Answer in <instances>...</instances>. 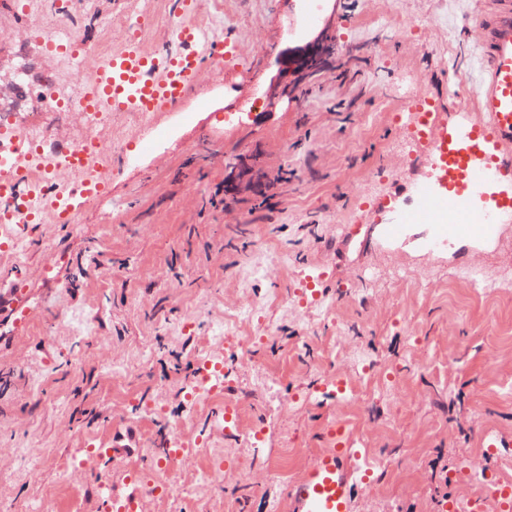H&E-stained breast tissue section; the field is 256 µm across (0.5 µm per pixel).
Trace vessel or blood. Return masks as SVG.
<instances>
[{"mask_svg": "<svg viewBox=\"0 0 512 512\" xmlns=\"http://www.w3.org/2000/svg\"><path fill=\"white\" fill-rule=\"evenodd\" d=\"M200 0H175L167 47L147 51L141 32L145 17H136L119 47L103 63L89 41H56L31 29L27 35L40 47L44 61L68 53L92 61L90 78L74 102L80 113L109 112L136 118L173 111L199 86L204 73H221L240 66L236 42H215L195 19ZM481 32L480 70L475 94L484 122L474 125L458 117L443 121L434 112L429 121V152L436 166H448L452 177L442 184L422 183L409 188L417 209L405 212L399 223L384 227L387 238L401 237L415 212L436 223L437 239L455 246L470 241L493 242L498 215L512 214V0H486L475 20ZM0 223L40 224L52 219L69 226L83 210L101 198L108 185L91 171L94 160L112 151L110 141L97 138L50 154L12 128L0 127ZM41 181H33L32 170ZM0 315L16 328L27 327L31 316L22 283L0 294ZM325 448L303 474L282 493L288 512H359L362 490L375 473L351 432L328 423L323 427ZM488 499L460 503L445 498L442 512H512V483L494 473L484 475Z\"/></svg>", "mask_w": 512, "mask_h": 512, "instance_id": "obj_1", "label": "vessel or blood"}]
</instances>
